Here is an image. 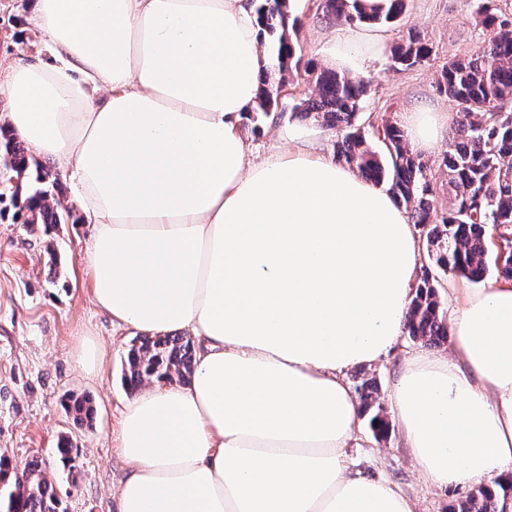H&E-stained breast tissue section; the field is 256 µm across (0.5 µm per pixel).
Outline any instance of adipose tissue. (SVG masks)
<instances>
[{"label":"adipose tissue","instance_id":"ef3b65f1","mask_svg":"<svg viewBox=\"0 0 512 512\" xmlns=\"http://www.w3.org/2000/svg\"><path fill=\"white\" fill-rule=\"evenodd\" d=\"M50 57L0 62V120L69 171L94 226L82 262L113 322L198 343L117 436L118 512H417L347 456V373L396 352L421 262L407 211L309 142L255 159L243 132L268 59L256 0H34ZM381 39L332 29L331 68ZM455 116L408 108L415 151ZM447 355L403 356L389 394L437 488L512 481V284L452 287Z\"/></svg>","mask_w":512,"mask_h":512}]
</instances>
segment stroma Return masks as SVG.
<instances>
[{
  "instance_id": "1",
  "label": "stroma",
  "mask_w": 512,
  "mask_h": 512,
  "mask_svg": "<svg viewBox=\"0 0 512 512\" xmlns=\"http://www.w3.org/2000/svg\"><path fill=\"white\" fill-rule=\"evenodd\" d=\"M33 0H0V55L24 60L46 56L45 39L34 25ZM291 18L303 62L325 66V43L339 24L325 0H294ZM435 53L426 62L393 67L389 50L408 28ZM484 28L472 0H408L399 26L384 27L388 50L371 61L365 73L370 84L355 126L369 133L367 117L384 112L401 120L413 102L425 101L450 112L458 105L438 90L448 60L474 54ZM300 94L279 99L277 107L243 125L258 156L287 143L289 137L310 140L327 157L336 155V128L296 114ZM11 201L0 202V451L17 467L35 458L44 462L48 480L67 491L68 512H116L114 490L125 466L116 453V437L124 405L131 393L123 380V362L135 332L113 324L92 300V280L81 257L93 229L79 212L51 232L18 220ZM55 247L65 269L59 284L50 282L48 247ZM97 342L104 353L99 370L87 373L77 362L79 339ZM70 394L88 396L95 409L91 423L78 426L62 407ZM78 445L74 468L54 459L60 434ZM348 454L364 473L381 476L419 504V512H448L463 488H435L411 466L397 428L376 439L363 427L358 447Z\"/></svg>"
}]
</instances>
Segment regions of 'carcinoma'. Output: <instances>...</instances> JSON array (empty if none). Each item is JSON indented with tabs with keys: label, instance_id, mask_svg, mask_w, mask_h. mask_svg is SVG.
Masks as SVG:
<instances>
[{
	"label": "carcinoma",
	"instance_id": "1",
	"mask_svg": "<svg viewBox=\"0 0 512 512\" xmlns=\"http://www.w3.org/2000/svg\"><path fill=\"white\" fill-rule=\"evenodd\" d=\"M329 14L349 23L390 24L406 11V0H385L371 11L362 0H327ZM261 33L273 37L269 45V66L261 77V89L254 112H269L278 102L279 88L288 83L293 70L296 47L290 37L288 0H258ZM481 25L487 30L477 53L452 59L443 68L440 92L454 99L458 115L448 135V150L438 167L447 182L432 181L431 165L413 154L404 132L396 122L376 116L372 132L382 143L373 149L363 134L354 128L362 109L367 84L336 71L307 67L303 80L312 85L314 95L296 110L323 120L342 133L336 144V159L357 169L376 186L386 185L397 202L422 228L428 259L445 272H452L480 283L489 273L512 281V265L490 266L488 253L493 238L505 247L512 246V22L491 2L481 6ZM433 53L421 36L408 31L403 43L392 52L394 63L412 67L425 62ZM0 155L10 158L19 179L24 223L49 230L65 223L68 215L48 199L60 190V180L52 169L29 154L13 134L0 125ZM448 191V211L431 218L436 197ZM436 278L428 264L418 275L411 303L408 336L429 345L448 338V321L441 308ZM194 343L182 335L142 336L127 352L125 384L131 391L155 377L173 382L189 379L193 370ZM65 409L75 419H92L93 407L87 396H72ZM55 455L63 467L73 468L78 448L68 437L61 438ZM8 456L0 454V512H67L54 485L44 476L43 463L32 460L22 477L9 474ZM512 510V484L496 482L470 492L452 512H506Z\"/></svg>",
	"mask_w": 512,
	"mask_h": 512
}]
</instances>
